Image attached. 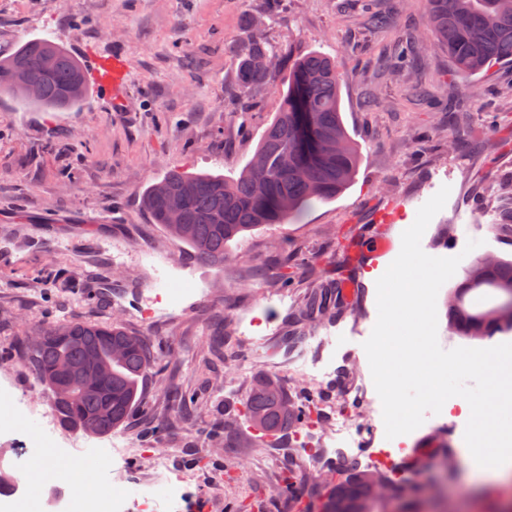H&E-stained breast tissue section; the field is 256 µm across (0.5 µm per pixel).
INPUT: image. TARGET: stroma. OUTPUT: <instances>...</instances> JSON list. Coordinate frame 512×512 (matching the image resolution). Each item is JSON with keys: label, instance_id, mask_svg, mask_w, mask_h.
<instances>
[{"label": "stroma", "instance_id": "35a3bbf8", "mask_svg": "<svg viewBox=\"0 0 512 512\" xmlns=\"http://www.w3.org/2000/svg\"><path fill=\"white\" fill-rule=\"evenodd\" d=\"M0 0V56L34 37H47L78 57L85 71L98 60L122 57L127 97L113 105L107 90L90 83L84 102L66 118L0 96V381L15 397L51 406L49 390L22 364L19 343L39 323L82 320L120 323L132 334L173 342L164 370L143 383V400L117 428L136 454L123 460L119 488L136 498L149 480L138 448L175 450L190 480L183 512H242L253 488L266 489L267 512H294L281 496V456L260 446L243 417L253 383L273 375L289 398H298L292 357L280 341L304 298L325 293L332 343L322 362L337 380L353 382L356 362L377 320L375 271L401 250V235L418 209L441 186L451 191L428 225L423 251L434 257L467 253L469 259H512V234L494 224L490 180L512 181V63L478 76L472 89L456 77L447 55L427 48L416 68L380 67L382 53L423 34L421 0ZM390 16L375 27L371 13ZM261 21L272 45L291 54L319 51L344 74L343 119L360 145L362 163L341 196L318 202L282 224L231 241L221 263L196 262L188 246L153 223L140 194L171 169L238 176L278 110L268 88L246 98L234 81L233 51L245 34L244 16ZM470 224L480 244L466 251L457 227ZM391 240L384 254L354 259L364 231ZM289 258L291 286H280L279 259ZM179 283L183 302L152 320L139 311L161 281ZM273 334L254 348L239 344L233 369L210 367V335L224 327L239 339L251 317ZM194 391L189 419L175 418L168 382ZM442 415L427 414L407 434L413 448L447 445L446 512H498L512 500V482L484 478L488 494L469 478L464 441L467 416L437 435ZM231 424L230 439H209ZM81 444L83 469L69 467L66 452L41 447L33 432L0 445V460L28 450V468L66 462L59 475L68 490L86 491L106 446L103 438L61 430Z\"/></svg>", "mask_w": 512, "mask_h": 512}]
</instances>
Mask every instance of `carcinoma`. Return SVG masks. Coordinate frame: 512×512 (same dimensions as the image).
<instances>
[{"label":"carcinoma","mask_w":512,"mask_h":512,"mask_svg":"<svg viewBox=\"0 0 512 512\" xmlns=\"http://www.w3.org/2000/svg\"><path fill=\"white\" fill-rule=\"evenodd\" d=\"M425 23L430 44L448 52L456 74L468 79L512 62V0H426ZM56 59L46 71L41 60ZM273 57L268 68L257 58ZM236 84L246 96L265 88L280 90L279 111L262 135L238 177L167 172L161 182L178 193L192 186L182 210L171 217L152 183L141 194L144 210L201 262L224 261L228 243L266 224H281L314 201L339 196L353 181L362 154L342 117L341 75L330 56L312 51L283 62L279 49L254 34L238 43L234 54ZM87 94L83 66L64 46L46 37L32 38L0 57V96L41 110H66ZM267 171L257 181L253 160ZM332 309L314 295L295 316L304 335L315 320H330ZM450 329L467 338L512 332V260L497 258L486 269L471 263L448 299ZM39 344L24 340L23 366L53 397L59 425L90 436L104 435L129 421L140 399L142 382L156 367V343L132 336L120 324L79 320L40 325ZM107 367L100 379L88 372L90 356ZM301 410L289 401L273 377L255 382L245 417L263 440L288 437L295 447L297 425L308 418L321 394L303 391ZM427 485L401 483L384 471L364 468L350 458L336 461V479L311 494L303 512H426Z\"/></svg>","instance_id":"cac0c4a2"}]
</instances>
